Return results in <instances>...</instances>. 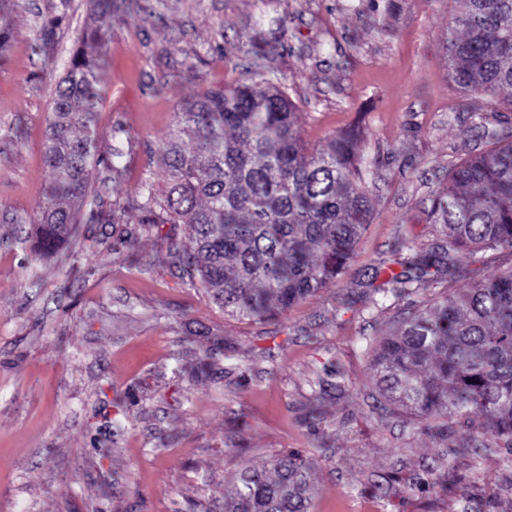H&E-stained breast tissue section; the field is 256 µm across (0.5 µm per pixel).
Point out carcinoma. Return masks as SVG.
Segmentation results:
<instances>
[{
	"mask_svg": "<svg viewBox=\"0 0 512 512\" xmlns=\"http://www.w3.org/2000/svg\"><path fill=\"white\" fill-rule=\"evenodd\" d=\"M455 2L442 44L449 78L464 92L502 96L512 107V0ZM120 4L126 0H93L94 31L55 88L44 144L53 180L34 220L39 254L74 239L84 213L124 224L135 210L148 232L186 225L182 261L227 317L282 314L335 280L372 213L362 134L350 128L327 148L309 149L294 104L263 72L185 104L161 150L165 190L146 181L103 209L88 181L99 162L101 66L93 50ZM484 136L493 146L466 158L429 199L441 237L427 249L404 237L392 245L416 276L393 273L377 292L396 296L425 278L451 277L477 250L512 251V136L493 129ZM125 155L123 144L112 146L106 169L114 181ZM371 368L385 404L434 434L446 438L449 422L481 414L512 447V271L466 291L448 289L415 310L372 348ZM446 455L426 469L435 487H444ZM313 471L310 459L288 452L263 469L245 467L224 512H310Z\"/></svg>",
	"mask_w": 512,
	"mask_h": 512,
	"instance_id": "carcinoma-1",
	"label": "carcinoma"
}]
</instances>
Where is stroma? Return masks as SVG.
Returning <instances> with one entry per match:
<instances>
[{
    "label": "stroma",
    "instance_id": "1",
    "mask_svg": "<svg viewBox=\"0 0 512 512\" xmlns=\"http://www.w3.org/2000/svg\"><path fill=\"white\" fill-rule=\"evenodd\" d=\"M136 3L113 13L100 47V150L120 130L133 140L122 194L145 181L164 190L160 152L186 101L261 67L296 103L310 147L361 128L371 222L336 280L256 321L226 317L191 285L175 258L182 224L147 234L132 212L128 237L86 222L78 242L41 257L30 234L52 179L47 115L94 16L90 0H17L0 16L10 32L0 57V512H224L234 474L283 451L314 463L311 512H465L469 500L512 512V450L491 421L472 417L442 440L378 408L366 351L438 293L428 282L376 300L375 268L402 272L390 253L398 237L435 241L429 196L485 148L483 127L512 131L511 106L448 78L442 41L455 0ZM47 23L56 37L39 53ZM510 270L512 253L479 251L452 287ZM206 357L208 377L192 380ZM315 398L320 422L308 417ZM460 443L477 458L449 456V492L409 483Z\"/></svg>",
    "mask_w": 512,
    "mask_h": 512
}]
</instances>
